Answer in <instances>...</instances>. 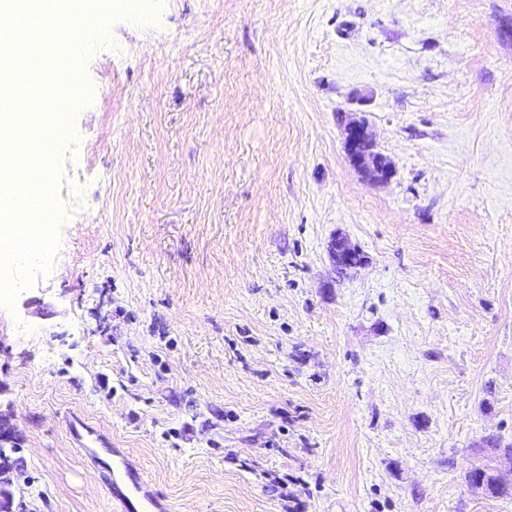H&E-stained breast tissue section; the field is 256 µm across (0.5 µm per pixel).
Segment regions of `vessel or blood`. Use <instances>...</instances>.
I'll return each instance as SVG.
<instances>
[{
  "mask_svg": "<svg viewBox=\"0 0 512 512\" xmlns=\"http://www.w3.org/2000/svg\"><path fill=\"white\" fill-rule=\"evenodd\" d=\"M68 429L82 455L101 464L110 512H160L150 480L124 454L80 417H71Z\"/></svg>",
  "mask_w": 512,
  "mask_h": 512,
  "instance_id": "obj_1",
  "label": "vessel or blood"
}]
</instances>
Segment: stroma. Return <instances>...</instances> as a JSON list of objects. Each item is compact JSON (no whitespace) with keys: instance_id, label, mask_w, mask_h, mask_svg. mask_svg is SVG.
I'll list each match as a JSON object with an SVG mask.
<instances>
[{"instance_id":"obj_1","label":"stroma","mask_w":512,"mask_h":512,"mask_svg":"<svg viewBox=\"0 0 512 512\" xmlns=\"http://www.w3.org/2000/svg\"><path fill=\"white\" fill-rule=\"evenodd\" d=\"M77 66L83 220L0 304L14 508L105 512L75 415L168 512H512L469 484L512 487V0H160ZM344 146L352 164L371 181L391 179L392 162L377 150L368 126L363 120H350L344 125ZM330 256L338 272L356 268L364 263L363 255L343 238H335L330 244Z\"/></svg>"}]
</instances>
